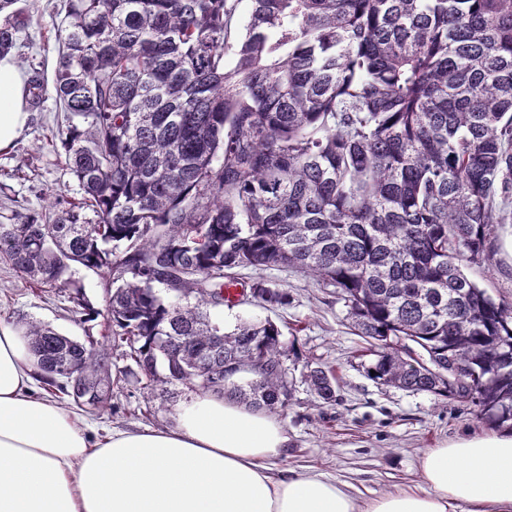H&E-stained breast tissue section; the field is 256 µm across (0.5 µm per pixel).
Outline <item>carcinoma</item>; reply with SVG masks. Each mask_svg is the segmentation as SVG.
Listing matches in <instances>:
<instances>
[{"mask_svg": "<svg viewBox=\"0 0 512 512\" xmlns=\"http://www.w3.org/2000/svg\"><path fill=\"white\" fill-rule=\"evenodd\" d=\"M0 14L3 56L29 17ZM59 41L58 138L83 196L0 224V262L50 288L107 271L111 340L145 375L266 410L290 397L281 330L218 328L208 308L238 270L290 268L336 289L372 380L512 429V306L464 272L512 222V0H66ZM177 280L194 302L159 293ZM25 334L48 390L106 407L112 344ZM304 382L336 401L325 368Z\"/></svg>", "mask_w": 512, "mask_h": 512, "instance_id": "obj_1", "label": "carcinoma"}]
</instances>
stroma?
<instances>
[{"instance_id": "35a3bbf8", "label": "stroma", "mask_w": 512, "mask_h": 512, "mask_svg": "<svg viewBox=\"0 0 512 512\" xmlns=\"http://www.w3.org/2000/svg\"><path fill=\"white\" fill-rule=\"evenodd\" d=\"M19 5L31 20L19 33L11 57L26 75H40L45 90L40 101L29 107L26 129L10 148L0 150V224L48 212L55 195L70 200L82 195L57 138L66 119L53 90L63 0H19ZM466 273L496 301L512 305V223L500 229L491 264L469 266ZM238 278L246 285L258 279L273 281L291 296L288 306L274 310L246 295L235 305L211 311L228 329L242 319L271 320L280 327L282 341L297 350L287 361L292 383L289 404L276 412L288 444L273 463L275 475L316 470L345 483L358 496L372 497L415 486L418 459L425 449L488 430L471 401L443 403L427 393L370 379L363 354L366 342L355 334L348 309L334 289L278 267L244 269ZM78 291L93 315L76 312L73 296ZM105 308L102 273L75 266L67 287L40 288L0 264V323L21 327L37 321L81 341H99L107 334ZM309 362L334 370L338 378L335 403H323L304 383ZM108 365L112 394L106 408L79 407L71 397L59 398L61 405L78 407L94 430L172 427L176 408L195 394L179 383L147 382L124 345L112 348Z\"/></svg>"}]
</instances>
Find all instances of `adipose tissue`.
I'll use <instances>...</instances> for the list:
<instances>
[{"mask_svg":"<svg viewBox=\"0 0 512 512\" xmlns=\"http://www.w3.org/2000/svg\"><path fill=\"white\" fill-rule=\"evenodd\" d=\"M28 119L27 77L0 58V150ZM22 329L0 323V512H512V432L425 450L421 485L360 499L317 471L273 479L280 420L210 392L164 430L88 425L36 387Z\"/></svg>","mask_w":512,"mask_h":512,"instance_id":"1","label":"adipose tissue"}]
</instances>
